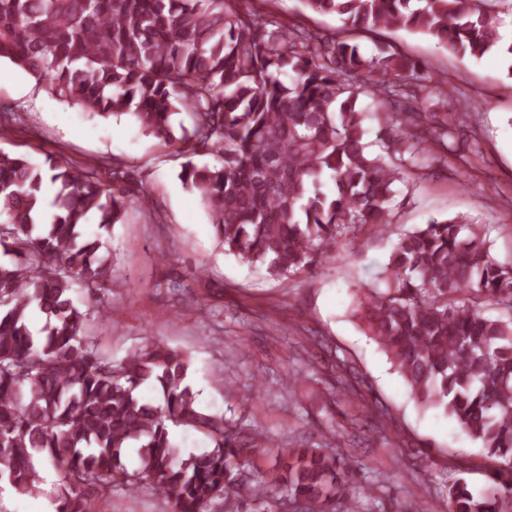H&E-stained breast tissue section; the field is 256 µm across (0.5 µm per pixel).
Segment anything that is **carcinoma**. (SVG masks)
<instances>
[{
  "mask_svg": "<svg viewBox=\"0 0 512 512\" xmlns=\"http://www.w3.org/2000/svg\"><path fill=\"white\" fill-rule=\"evenodd\" d=\"M336 16L333 35L266 22L235 0H0V61L93 115L128 116L188 154L180 179L205 207L224 252L279 278L316 271L338 247L393 232L398 182L426 177L412 160L448 161L444 82L392 49L362 55L353 34L405 30L461 58L498 56L512 80L502 0H302ZM366 94L385 114L378 148L366 139ZM188 112L192 130L175 125ZM105 183L81 165H39L0 150V481L19 492L40 482L34 460L60 463L56 512H92L120 487L147 484L170 512H255L285 492L278 512H352L354 472L317 448L248 438L203 410L186 383L190 357L151 342L119 362L84 334L74 301L112 277L97 220L125 223V173ZM330 184L323 189L322 180ZM490 227L433 219L400 235L378 283L360 289L353 315L385 351L414 400L441 408L497 459L489 485L464 479L447 512H507L512 505V261L490 253ZM504 316L485 315L487 305ZM46 316L36 334L33 308ZM154 385L157 404L140 388ZM206 433L213 448L180 456L172 428ZM274 454L272 468L254 457Z\"/></svg>",
  "mask_w": 512,
  "mask_h": 512,
  "instance_id": "cac0c4a2",
  "label": "carcinoma"
}]
</instances>
